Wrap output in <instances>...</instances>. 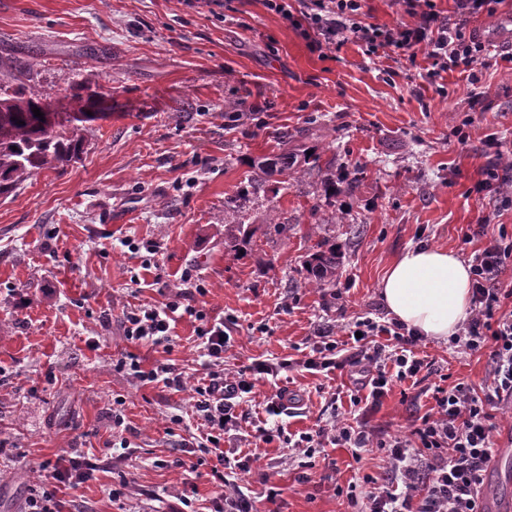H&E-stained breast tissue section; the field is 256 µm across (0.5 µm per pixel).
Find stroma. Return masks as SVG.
I'll list each match as a JSON object with an SVG mask.
<instances>
[{
    "label": "stroma",
    "instance_id": "obj_1",
    "mask_svg": "<svg viewBox=\"0 0 512 512\" xmlns=\"http://www.w3.org/2000/svg\"><path fill=\"white\" fill-rule=\"evenodd\" d=\"M486 49L471 70L431 78L429 46L416 58L364 55L355 42L319 53L310 26L293 27L265 0H0V75L33 61L32 85L49 111L78 116L85 82L98 118L80 160L45 170L0 200V512H25L43 465L63 449L97 463L66 488L64 512H222L224 490L195 460L201 424L189 390L140 386L120 358L142 369L171 363L186 380L203 373L204 345L188 318L164 351L127 341L133 307L205 286L223 318L224 370L263 361L271 373L236 399L226 455H250L237 482L253 512H356L337 487L367 489L388 467L384 449L330 441L314 455L290 451L301 434L341 421L380 437L409 435L434 407L436 385L482 389L488 356L423 338L417 381H392L373 405H353L349 369H305L320 328L393 319L381 297L388 266L409 247L465 243L489 216V233L512 234V198L476 194L495 151L512 152V0L468 24ZM102 48L91 57L88 47ZM319 153L301 178L257 177L251 163L279 151ZM348 171L336 195L324 171ZM287 225L270 231L269 221ZM247 225L237 254L228 230ZM156 240L149 264L127 241ZM341 256L334 286L305 284L320 249ZM191 281H184V272ZM289 367H282V360ZM282 394L281 415L265 411ZM122 425H114L113 415ZM269 430L270 443L254 438Z\"/></svg>",
    "mask_w": 512,
    "mask_h": 512
}]
</instances>
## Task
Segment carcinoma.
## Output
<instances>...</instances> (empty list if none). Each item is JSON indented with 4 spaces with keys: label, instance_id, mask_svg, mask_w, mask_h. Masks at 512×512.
I'll list each match as a JSON object with an SVG mask.
<instances>
[{
    "label": "carcinoma",
    "instance_id": "carcinoma-1",
    "mask_svg": "<svg viewBox=\"0 0 512 512\" xmlns=\"http://www.w3.org/2000/svg\"><path fill=\"white\" fill-rule=\"evenodd\" d=\"M28 71L15 68L11 81H0V199L15 195L24 183L43 170H57L77 159L85 135L79 126L59 128L52 113L44 111L42 94L27 83ZM43 111L34 116L33 108ZM280 151L253 161L266 176L286 178L305 172L298 154L288 149V135L280 136ZM340 265L336 249L317 251L304 262L306 280L313 288L334 285Z\"/></svg>",
    "mask_w": 512,
    "mask_h": 512
}]
</instances>
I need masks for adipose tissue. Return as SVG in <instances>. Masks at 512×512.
Segmentation results:
<instances>
[{
  "mask_svg": "<svg viewBox=\"0 0 512 512\" xmlns=\"http://www.w3.org/2000/svg\"><path fill=\"white\" fill-rule=\"evenodd\" d=\"M470 267L453 251L408 248L386 271L381 295L407 329L436 339L453 335L469 310Z\"/></svg>",
  "mask_w": 512,
  "mask_h": 512,
  "instance_id": "obj_1",
  "label": "adipose tissue"
}]
</instances>
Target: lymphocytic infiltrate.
<instances>
[{
    "mask_svg": "<svg viewBox=\"0 0 512 512\" xmlns=\"http://www.w3.org/2000/svg\"><path fill=\"white\" fill-rule=\"evenodd\" d=\"M408 14L416 16L414 25L393 28L366 23L361 19V0H266L267 6L283 19L298 25L314 26L319 34L315 49L340 50L347 42L358 44L363 54L376 55L396 48L415 51L420 45L431 48L434 71L471 68L485 50L484 43L467 24L471 16L494 13L498 0H456L457 22H449L436 8L435 0H402ZM512 263V237L506 230L491 236L472 259V308L469 318L451 347L473 353L489 349V384L484 395H477L465 384L435 387L436 411L423 417L410 438L379 440L389 458L388 481L374 482L362 503V512H480L478 488L493 456L492 420L496 412L512 408V312L502 310L512 289L500 285L507 264ZM198 322L196 335L208 356L206 377L194 385L195 409L205 433L199 449L208 455L210 472L225 488L235 512H251V505L230 472L246 470L247 461L230 460L220 448L226 422L233 417L232 398L251 393L253 376L269 371L265 363L253 364L248 374L225 376L224 321L209 317L201 306L187 302L180 293L172 294L162 307L131 308L124 314L121 328L126 340L163 346L172 350L175 338L171 324L178 315ZM358 334L354 351L341 356L339 343L329 340L316 356L307 358L306 369L326 373L353 366L364 375L367 396H353L378 402L391 380L416 378L424 361L414 352L420 341L414 332L400 324L385 325L366 317L354 324ZM388 343H381V336ZM93 468L80 458L63 451L50 466L46 489L34 491L28 512H61L57 495L61 488L89 479Z\"/></svg>",
    "mask_w": 512,
    "mask_h": 512,
    "instance_id": "lymphocytic-infiltrate-1",
    "label": "lymphocytic infiltrate"
}]
</instances>
